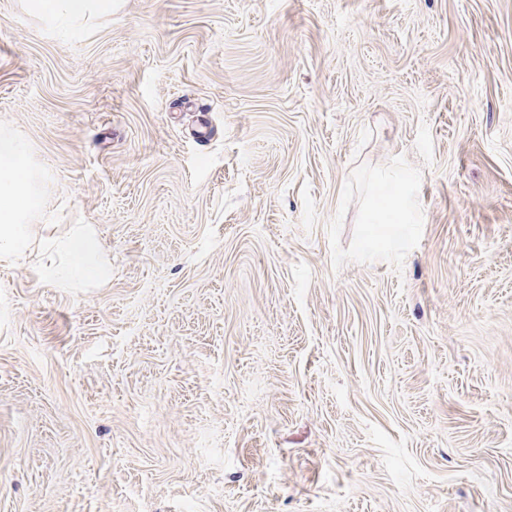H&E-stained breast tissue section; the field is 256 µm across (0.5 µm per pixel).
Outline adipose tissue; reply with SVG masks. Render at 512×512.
<instances>
[{
  "label": "adipose tissue",
  "instance_id": "1",
  "mask_svg": "<svg viewBox=\"0 0 512 512\" xmlns=\"http://www.w3.org/2000/svg\"><path fill=\"white\" fill-rule=\"evenodd\" d=\"M25 7L44 24L71 32L83 29L93 18L112 14V0H26ZM38 202L37 176L25 144L0 133V260L27 257L25 218ZM44 248L50 256L45 267L48 278L104 280L110 274L89 225L79 224L62 236L47 237Z\"/></svg>",
  "mask_w": 512,
  "mask_h": 512
}]
</instances>
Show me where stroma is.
<instances>
[{"mask_svg": "<svg viewBox=\"0 0 512 512\" xmlns=\"http://www.w3.org/2000/svg\"><path fill=\"white\" fill-rule=\"evenodd\" d=\"M1 130L0 512H512V0H0ZM25 7L44 24L71 32L95 17L112 15V0H27ZM38 202L37 176L26 145L0 133V260L28 258L25 218ZM52 234L44 241V248L51 257L45 266L48 278L62 282L108 278L110 268L101 255L99 240L89 225L78 224L59 237ZM54 256L60 261L55 263Z\"/></svg>", "mask_w": 512, "mask_h": 512, "instance_id": "1", "label": "stroma"}]
</instances>
